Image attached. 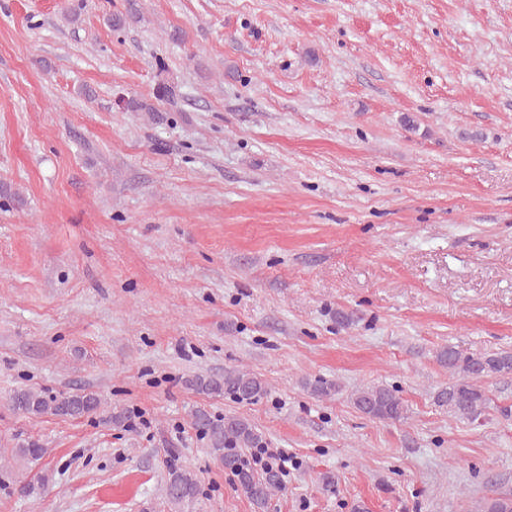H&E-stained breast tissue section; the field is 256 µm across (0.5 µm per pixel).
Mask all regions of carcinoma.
Segmentation results:
<instances>
[{"label": "carcinoma", "mask_w": 512, "mask_h": 512, "mask_svg": "<svg viewBox=\"0 0 512 512\" xmlns=\"http://www.w3.org/2000/svg\"><path fill=\"white\" fill-rule=\"evenodd\" d=\"M439 365L448 370L452 382L440 389L435 404L448 410V415L477 423L485 419L489 405L482 382L495 375L512 373V351L501 350L485 355L466 354L453 345L440 348L435 354ZM187 387L210 397L229 396L239 403L251 404L267 394V386L256 374L242 370H226L222 376L194 375L184 380ZM312 395L329 397L338 385L317 379L307 383ZM353 406L363 415L379 422L405 419V408L397 390L384 384H370L351 396ZM10 407L23 415L41 417L81 418L97 414L103 407L101 397L84 390L50 395L32 388H17L8 397ZM192 425L206 439L208 448L224 470L233 476L239 490L254 506L255 512H267L273 491L280 488L279 472L268 467L259 475L246 462L243 451L264 443L263 434L249 419L239 415L213 416L204 409L192 414ZM13 457L25 465L38 464L45 448L37 440H29L12 449ZM198 479L193 472L174 468L169 471L165 495L172 504H180L197 492ZM473 512H512V497L484 498Z\"/></svg>", "instance_id": "carcinoma-1"}]
</instances>
